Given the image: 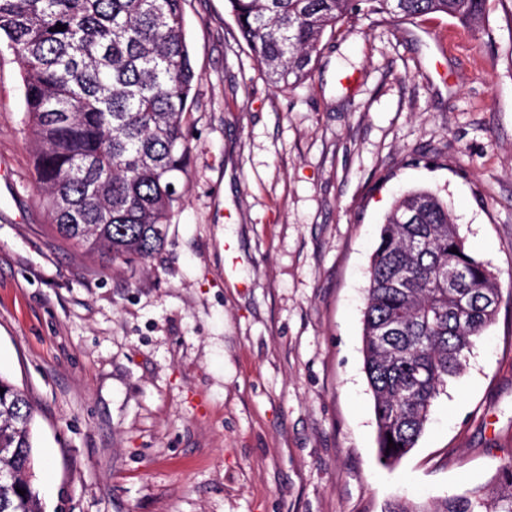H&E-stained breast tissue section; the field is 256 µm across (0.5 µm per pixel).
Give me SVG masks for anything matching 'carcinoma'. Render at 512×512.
Returning <instances> with one entry per match:
<instances>
[{"instance_id": "obj_1", "label": "carcinoma", "mask_w": 512, "mask_h": 512, "mask_svg": "<svg viewBox=\"0 0 512 512\" xmlns=\"http://www.w3.org/2000/svg\"><path fill=\"white\" fill-rule=\"evenodd\" d=\"M228 2L254 58L273 84L286 86L309 75L324 33L353 13L399 21L443 13L478 27L487 0ZM59 24L65 30H55ZM0 46L23 72L38 183L56 233L130 265L158 253L188 162L195 72L183 0H0ZM455 267L468 276L450 286ZM499 300L493 272L468 252L447 205L425 190L395 202L372 255L363 312L383 465L415 448ZM0 388V472L11 474L0 481V512H43L34 410L1 377ZM385 512H512V455L490 491L473 486L427 504L399 500Z\"/></svg>"}]
</instances>
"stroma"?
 <instances>
[{
    "instance_id": "1",
    "label": "stroma",
    "mask_w": 512,
    "mask_h": 512,
    "mask_svg": "<svg viewBox=\"0 0 512 512\" xmlns=\"http://www.w3.org/2000/svg\"><path fill=\"white\" fill-rule=\"evenodd\" d=\"M184 195L130 266L49 224L21 72L0 52V376L36 410L44 512H383L491 484L512 448V0L483 29L359 15L278 87L228 0H184ZM501 293L416 447L377 458L363 308L409 190Z\"/></svg>"
}]
</instances>
